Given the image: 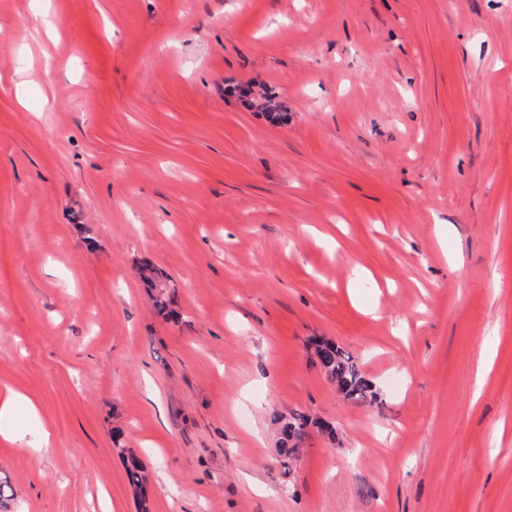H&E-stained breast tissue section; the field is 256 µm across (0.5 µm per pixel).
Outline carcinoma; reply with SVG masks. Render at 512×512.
<instances>
[{
    "instance_id": "obj_1",
    "label": "carcinoma",
    "mask_w": 512,
    "mask_h": 512,
    "mask_svg": "<svg viewBox=\"0 0 512 512\" xmlns=\"http://www.w3.org/2000/svg\"><path fill=\"white\" fill-rule=\"evenodd\" d=\"M140 278L152 291V305L157 313L167 314L172 297L171 289L162 283L158 273L150 267ZM311 354L327 380L336 386V391L345 399L361 404L371 403L378 398L379 393L374 389V384L364 376L358 362L335 342L316 339L311 343ZM280 423V453L286 460L293 458V454L307 443L314 430L327 436L331 442H336L334 428L307 414L293 412L290 416L281 418ZM115 446L124 461L128 484L140 499L141 512H149L142 462L131 451L120 446V443H115Z\"/></svg>"
}]
</instances>
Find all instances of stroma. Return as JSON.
I'll use <instances>...</instances> for the list:
<instances>
[{"label":"stroma","instance_id":"obj_1","mask_svg":"<svg viewBox=\"0 0 512 512\" xmlns=\"http://www.w3.org/2000/svg\"><path fill=\"white\" fill-rule=\"evenodd\" d=\"M7 387L9 512H137L118 441L152 512H512V0H0ZM141 268L143 270L141 272L142 274L140 275V278L147 285V287L153 291L151 294V299L154 309L159 314H168V306L171 302V297L174 291L172 292L165 283H162L158 273L153 268L147 266ZM146 270L148 273H146ZM311 354L327 380L345 399L361 404L378 398L379 393L364 376L358 362L335 342L316 339L311 343ZM281 425V456L288 461L308 441L313 430H317L332 442L336 439V430L328 424L310 415L293 412L290 416L280 419ZM115 446L124 461L128 484L133 493L140 499L141 511L148 512L149 506L147 505L148 500L145 490L146 476L143 464L131 451L120 447L119 441L115 442Z\"/></svg>","mask_w":512,"mask_h":512}]
</instances>
